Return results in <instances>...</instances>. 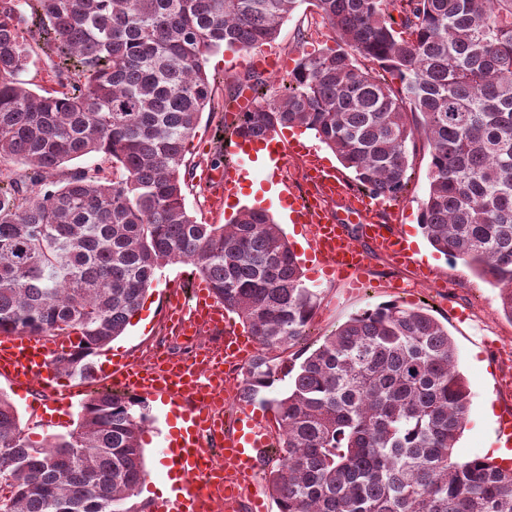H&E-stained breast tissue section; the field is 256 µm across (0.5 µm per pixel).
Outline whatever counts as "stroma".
Returning <instances> with one entry per match:
<instances>
[{
    "instance_id": "obj_1",
    "label": "stroma",
    "mask_w": 512,
    "mask_h": 512,
    "mask_svg": "<svg viewBox=\"0 0 512 512\" xmlns=\"http://www.w3.org/2000/svg\"><path fill=\"white\" fill-rule=\"evenodd\" d=\"M312 8L301 4L287 19L278 39L265 46L266 54L287 60L296 65L304 55L335 47L332 32L322 25H310ZM306 29L305 39H298L299 29ZM249 55L238 49H224L210 54L206 62L208 73L220 74L221 84L215 88L214 106L204 111L196 135L187 147L189 171L186 180V208L198 221L223 224L236 215L242 207H261L271 215L279 210L269 191L275 180H283L301 193H310L312 187L303 174L309 165L305 156H291L278 176H271L258 163L244 165L243 190L238 197L216 206L210 191L200 184L198 177L214 157L218 138L224 135L229 114L224 109L228 90L243 73L252 68ZM429 157L417 152L412 167L413 175L409 191L396 201L383 203L377 209V219L413 237V246L420 260L431 270V279L421 282L417 267L399 266L385 255L368 250V262L364 272L366 287L352 288L342 277L326 276L314 258L312 234L303 225H284L283 230L300 259L304 281L308 288L318 293L319 306L315 312L310 334L305 341L307 349H315L323 337L345 323L353 315L376 305L395 302L406 307H423L448 327V333L459 355V368L470 391L472 402L467 423L455 450L461 459L489 456L499 444L494 432V421L485 419L486 406L495 411L512 410V385H505L506 377H512V319L500 310L499 291L476 276L467 266L451 265L442 254L436 252L423 236L418 220L421 202L428 188ZM191 265L170 264L158 271L138 311L139 318L131 322L126 332L100 350L96 358H116L134 364H143L146 354L163 338H170L172 349H179V339L171 338L167 318V297L170 289L189 285ZM403 280L414 283L411 294H395L392 284ZM0 391L10 394L21 421L31 441L40 443L46 439L67 434L76 426L77 416H70L67 423L59 426L42 425L33 415L31 401L45 397L41 387H32L28 398L13 394L9 381L0 376ZM149 420L142 434L144 461L148 476L140 489L139 500H158L165 478L162 470L166 460L163 450L168 429L173 425L172 415L160 410L158 404L147 406Z\"/></svg>"
}]
</instances>
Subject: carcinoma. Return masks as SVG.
Returning <instances> with one entry per match:
<instances>
[{
  "label": "carcinoma",
  "instance_id": "1",
  "mask_svg": "<svg viewBox=\"0 0 512 512\" xmlns=\"http://www.w3.org/2000/svg\"><path fill=\"white\" fill-rule=\"evenodd\" d=\"M303 0H0V334L75 335L56 369L86 378L168 264L187 263L261 353L242 397L273 386L318 296L280 225L245 208L203 224L185 153L217 77L206 57L274 42ZM340 37L274 83L234 135L314 132L353 189L396 200L428 151L420 228L499 289L512 319V0H312ZM43 16L34 23L29 16ZM51 49L39 94L20 79ZM110 163L70 167L80 158ZM471 403L448 327L423 308H369L326 335L269 401L279 512H512V466L455 455ZM144 405L97 392L76 427L30 441L0 392V512H147Z\"/></svg>",
  "mask_w": 512,
  "mask_h": 512
}]
</instances>
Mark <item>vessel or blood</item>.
<instances>
[{
	"label": "vessel or blood",
	"instance_id": "b4317fda",
	"mask_svg": "<svg viewBox=\"0 0 512 512\" xmlns=\"http://www.w3.org/2000/svg\"><path fill=\"white\" fill-rule=\"evenodd\" d=\"M318 191L331 198L344 195V185L319 161L310 164ZM200 180L209 186L216 200L225 193L241 189L235 176L224 168H207ZM371 203L352 201L345 216L329 215L322 207L305 202L292 208L291 220L312 227L315 255L337 275L362 285L367 255L354 243L353 233H360L376 249L396 263H408L411 250L405 238L391 226L378 223L372 215ZM195 295L197 308L190 317H183L178 292L169 294V315L183 321L184 328L204 324L206 329L224 336V362L202 372L190 366L171 363L158 368L113 364L114 384L133 389L139 396L161 400L179 406L190 401L192 407L185 418L190 421L189 440L182 447L165 451L170 468L178 469L185 477L183 493L173 501L163 502V512H210L215 498H223L225 512H266L261 498L252 491V478L260 460L270 446L267 420L251 407H243L232 427L211 414L218 400L228 399L230 382L225 366L243 369L257 350L255 338L241 335L227 319L224 307L208 285H198ZM51 349L38 336L0 337V375L8 378L15 390H28L33 384L51 387L55 380L50 370Z\"/></svg>",
	"mask_w": 512,
	"mask_h": 512
}]
</instances>
